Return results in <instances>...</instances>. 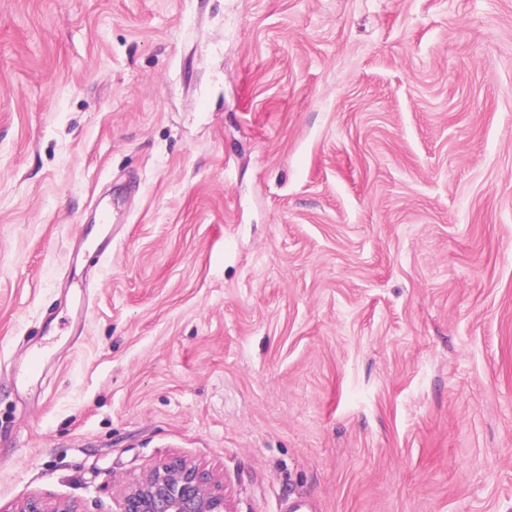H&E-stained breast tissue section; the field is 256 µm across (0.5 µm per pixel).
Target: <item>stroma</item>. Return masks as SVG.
I'll use <instances>...</instances> for the list:
<instances>
[{
    "label": "stroma",
    "mask_w": 512,
    "mask_h": 512,
    "mask_svg": "<svg viewBox=\"0 0 512 512\" xmlns=\"http://www.w3.org/2000/svg\"><path fill=\"white\" fill-rule=\"evenodd\" d=\"M170 455L512 512V0H0V512Z\"/></svg>",
    "instance_id": "35a3bbf8"
}]
</instances>
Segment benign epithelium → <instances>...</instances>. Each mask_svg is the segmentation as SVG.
<instances>
[{
    "label": "benign epithelium",
    "instance_id": "7a95c632",
    "mask_svg": "<svg viewBox=\"0 0 512 512\" xmlns=\"http://www.w3.org/2000/svg\"><path fill=\"white\" fill-rule=\"evenodd\" d=\"M115 512H232L224 488L209 472L181 456L150 467L120 489ZM18 512H77L69 502L32 497Z\"/></svg>",
    "mask_w": 512,
    "mask_h": 512
}]
</instances>
